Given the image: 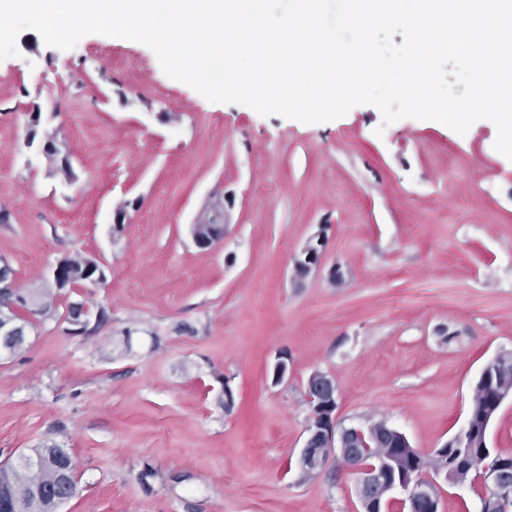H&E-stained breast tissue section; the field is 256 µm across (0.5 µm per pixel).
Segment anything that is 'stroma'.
Listing matches in <instances>:
<instances>
[{
  "mask_svg": "<svg viewBox=\"0 0 512 512\" xmlns=\"http://www.w3.org/2000/svg\"><path fill=\"white\" fill-rule=\"evenodd\" d=\"M17 46L0 61V260L24 292L67 257L105 279L65 289L0 363V466L67 449L60 512H362L340 460L300 471L311 373L334 380L340 425L383 420L425 451L462 429L481 369L512 354V161L491 121L386 126L358 105L303 123L209 101L136 41ZM51 133L71 181L26 145ZM218 202L226 237L205 252L190 226ZM319 232L320 268L294 277ZM73 302L104 321L68 333ZM485 494L440 484V512Z\"/></svg>",
  "mask_w": 512,
  "mask_h": 512,
  "instance_id": "stroma-1",
  "label": "stroma"
}]
</instances>
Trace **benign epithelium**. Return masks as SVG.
<instances>
[{
	"instance_id": "benign-epithelium-1",
	"label": "benign epithelium",
	"mask_w": 512,
	"mask_h": 512,
	"mask_svg": "<svg viewBox=\"0 0 512 512\" xmlns=\"http://www.w3.org/2000/svg\"><path fill=\"white\" fill-rule=\"evenodd\" d=\"M208 225L207 232H202L199 224L192 225L191 235L195 245L203 250H213L224 240L226 225L209 219L200 220ZM325 240L322 233H317L308 240L301 251L293 257V271L297 277L307 276L317 268L322 260ZM64 261H59L43 279L48 288L60 292L66 288L61 277ZM90 309L82 303L70 305L69 323L77 327V332L84 333L90 323ZM24 340L20 328L9 312L0 310V361L14 356L13 348ZM502 356L491 359L481 371V379L473 389L472 400H477L478 389L498 373ZM306 396L310 406V415L305 429L306 437L300 453L299 463L304 472H313L322 468L330 459L338 458L346 466L361 471L362 478L356 487V494L361 502L363 512H381L390 501V494L398 489L406 494L402 500L406 512H439L440 499L436 493L439 481L451 485L458 484L455 474L448 466V446L470 448L472 441L469 430L462 428L459 433L445 445L435 450L434 466L428 469L430 475L403 473L398 470L395 458L385 451L374 453V462L367 463L365 458L369 449L380 447L385 438L394 440L400 448H409L407 436L385 421H378L363 431L358 427H338L336 422L337 395L334 381L325 373H312L306 384ZM512 398V390L503 388L490 395L486 405L490 409L485 414V421H490L493 413L502 404ZM493 449L487 441H482L475 452L482 470L484 485L490 494L485 496L481 512H493L498 499L512 494V461L499 460L487 462ZM23 462L32 467H50L56 474L55 482L46 487L18 488L0 485V512H19L20 503L25 499H35L44 506V512H58L59 507L70 500L77 490V480L72 458L63 448L53 446L33 458Z\"/></svg>"
}]
</instances>
